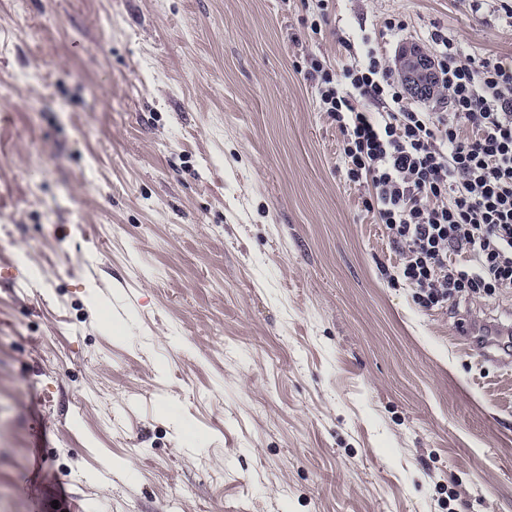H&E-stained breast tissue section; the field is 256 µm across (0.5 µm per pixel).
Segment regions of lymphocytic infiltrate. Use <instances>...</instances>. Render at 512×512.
I'll return each instance as SVG.
<instances>
[{
  "label": "lymphocytic infiltrate",
  "instance_id": "obj_1",
  "mask_svg": "<svg viewBox=\"0 0 512 512\" xmlns=\"http://www.w3.org/2000/svg\"><path fill=\"white\" fill-rule=\"evenodd\" d=\"M450 115L408 107L375 47L342 68L312 59L321 111L343 135L347 180L366 187L419 304L512 291V64L475 61L434 33ZM378 104L377 116L359 108Z\"/></svg>",
  "mask_w": 512,
  "mask_h": 512
}]
</instances>
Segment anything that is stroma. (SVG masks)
<instances>
[{
  "instance_id": "obj_1",
  "label": "stroma",
  "mask_w": 512,
  "mask_h": 512,
  "mask_svg": "<svg viewBox=\"0 0 512 512\" xmlns=\"http://www.w3.org/2000/svg\"><path fill=\"white\" fill-rule=\"evenodd\" d=\"M310 22L0 0V512H512V357L458 333L512 294L415 302L307 76L366 34L512 61V15Z\"/></svg>"
}]
</instances>
